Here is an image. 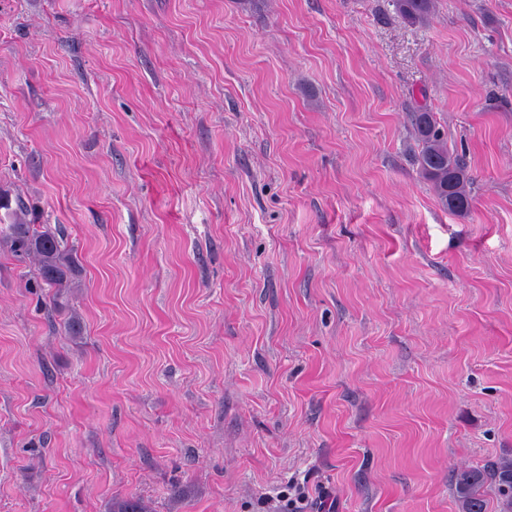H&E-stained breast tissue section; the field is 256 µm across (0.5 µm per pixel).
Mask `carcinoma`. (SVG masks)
Segmentation results:
<instances>
[{
	"label": "carcinoma",
	"mask_w": 512,
	"mask_h": 512,
	"mask_svg": "<svg viewBox=\"0 0 512 512\" xmlns=\"http://www.w3.org/2000/svg\"><path fill=\"white\" fill-rule=\"evenodd\" d=\"M395 10L410 24H422L433 13L434 0H393ZM412 126L421 149L418 166L443 209L457 215L470 212L471 178L462 157L448 146L435 113L421 108L412 113ZM11 251L38 257V276L50 288H63L80 267L77 253L49 229L33 224L8 226ZM453 488L461 512H512V457L502 456L454 474Z\"/></svg>",
	"instance_id": "cac0c4a2"
}]
</instances>
